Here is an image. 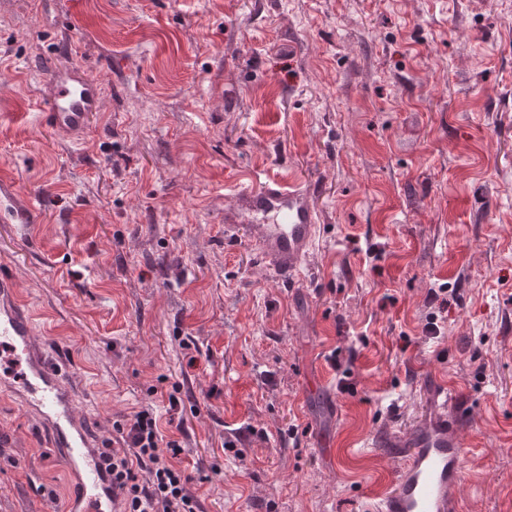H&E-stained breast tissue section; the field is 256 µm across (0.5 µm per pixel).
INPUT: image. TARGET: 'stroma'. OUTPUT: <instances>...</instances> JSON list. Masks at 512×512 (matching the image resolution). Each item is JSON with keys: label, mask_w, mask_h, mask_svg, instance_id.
<instances>
[{"label": "stroma", "mask_w": 512, "mask_h": 512, "mask_svg": "<svg viewBox=\"0 0 512 512\" xmlns=\"http://www.w3.org/2000/svg\"><path fill=\"white\" fill-rule=\"evenodd\" d=\"M48 61L100 83L85 135L39 111ZM248 172L313 187L295 287L224 236ZM0 179V272L78 414L105 444L153 407L201 512H373L443 379L464 512H512V0H0ZM10 378L0 512H61Z\"/></svg>", "instance_id": "35a3bbf8"}]
</instances>
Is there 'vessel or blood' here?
I'll return each instance as SVG.
<instances>
[{
	"label": "vessel or blood",
	"instance_id": "vessel-or-blood-1",
	"mask_svg": "<svg viewBox=\"0 0 512 512\" xmlns=\"http://www.w3.org/2000/svg\"><path fill=\"white\" fill-rule=\"evenodd\" d=\"M46 81L47 120L59 131L83 134L90 114L101 109L100 84L78 67H50ZM252 227L259 232L257 245L269 270L288 281L299 276L321 233L308 186L269 178L237 192L234 205L224 211V234L232 237ZM34 336V318L19 301L13 279L0 274V348L8 347L24 365L9 390L50 429L76 478L75 499L66 512H112L111 477L100 452L75 411L61 367ZM463 459L455 425L447 409H440L409 437L393 485L381 493L376 512H459Z\"/></svg>",
	"mask_w": 512,
	"mask_h": 512
}]
</instances>
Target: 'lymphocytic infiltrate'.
<instances>
[{"label":"lymphocytic infiltrate","instance_id":"lymphocytic-infiltrate-1","mask_svg":"<svg viewBox=\"0 0 512 512\" xmlns=\"http://www.w3.org/2000/svg\"><path fill=\"white\" fill-rule=\"evenodd\" d=\"M103 449L112 476V512H201L194 475L176 466L184 448L161 430L152 408L116 425Z\"/></svg>","mask_w":512,"mask_h":512}]
</instances>
